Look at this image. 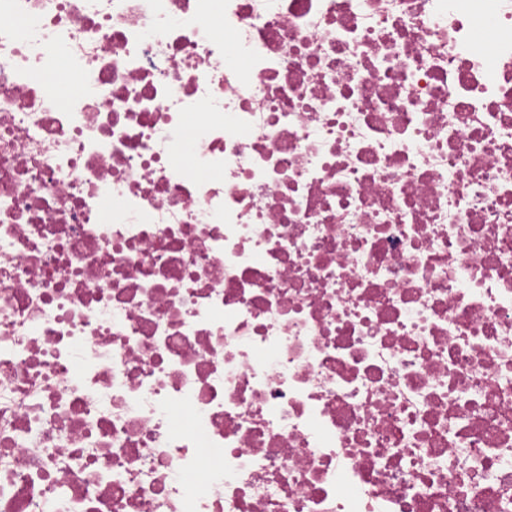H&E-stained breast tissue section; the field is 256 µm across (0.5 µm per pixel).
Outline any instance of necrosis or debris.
<instances>
[{
    "instance_id": "1",
    "label": "necrosis or debris",
    "mask_w": 512,
    "mask_h": 512,
    "mask_svg": "<svg viewBox=\"0 0 512 512\" xmlns=\"http://www.w3.org/2000/svg\"><path fill=\"white\" fill-rule=\"evenodd\" d=\"M0 512H512V0H0Z\"/></svg>"
}]
</instances>
